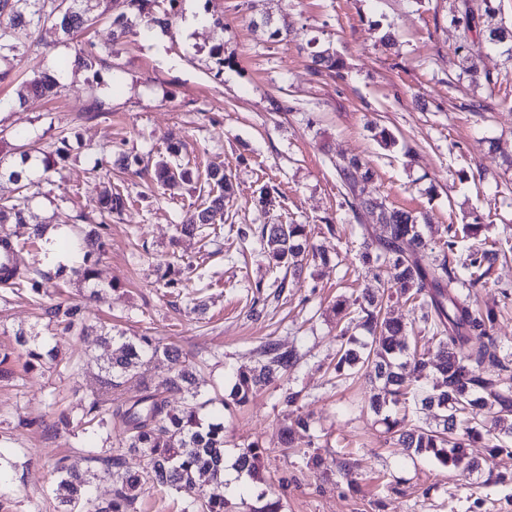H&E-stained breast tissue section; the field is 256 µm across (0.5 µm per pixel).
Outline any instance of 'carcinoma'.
<instances>
[{
    "instance_id": "cac0c4a2",
    "label": "carcinoma",
    "mask_w": 512,
    "mask_h": 512,
    "mask_svg": "<svg viewBox=\"0 0 512 512\" xmlns=\"http://www.w3.org/2000/svg\"><path fill=\"white\" fill-rule=\"evenodd\" d=\"M495 0H460L457 15L451 23L462 28L456 53L461 69L474 83H484L494 91L498 78L479 72L469 57V43L480 40L490 46L512 45V24L493 22ZM178 0H118L119 10L112 14V42L117 43L133 31L136 22L146 27L167 28L176 17ZM97 22L91 0H0V62L8 63L10 54L34 42L36 31L50 27L65 40H74L87 33ZM314 72L329 76L340 75L343 61L329 50L313 55ZM28 92L49 99L59 97L63 85L49 74H36L26 83ZM9 134L0 128V175L18 184L17 196L0 199V224L25 223V211L47 180L67 156V140L59 146L33 156L28 151L10 146ZM183 144L172 141L167 155L154 164V178L165 187H174L189 180L190 172L171 162L181 154ZM336 178L343 188L344 203L359 224L363 242L357 253V276H372L378 291L365 289L362 295L336 299V315L343 318L355 314L367 331L368 340L337 337L336 378L348 375L357 366L371 369V375L381 383L370 406L384 434L395 445L406 448L419 457L434 459L441 467L455 471L461 466L474 467L468 448L478 441L486 442L493 452L507 450L504 439L512 440V386L498 379L487 378L480 368L493 364L507 369L497 351L491 332L497 322L492 310L482 311L471 300L473 289L486 283L490 270L499 257L495 245L471 248L463 258L456 257L458 234L475 238L479 224H463L461 231L448 226V239L438 248L431 247L421 231L419 215L412 211L390 207L383 200L365 196L361 183L372 179L368 163L357 157L340 156L332 161ZM209 187L206 206L195 209L178 225L179 232L192 235L213 222L224 211V201L233 192V185L224 169H207ZM276 190L260 188L256 205L268 211L275 207ZM129 195L118 188L106 186L101 200L103 221L98 228L84 232L86 248L83 264L72 270L82 283L98 288L103 284L94 255L104 249L103 233L106 220L125 209ZM370 218L382 226V233L365 224ZM244 240L257 239L273 267L286 272L298 269L307 258L326 261L327 257L312 243L306 224H259L239 230ZM0 285L26 288L35 295L45 294L43 280L15 263L0 264ZM398 286L399 295L407 301L419 302L420 320L436 342V351L418 347L417 337L400 321L387 316L385 302L392 297L390 290ZM48 322L74 332L79 337L96 333L106 347H114L103 367L101 393L88 401L83 418L87 423L108 426L113 419L120 426L118 447L133 452L146 461L141 472L124 468V454L103 459L93 455L91 460H103L112 478V499L100 501L93 496L90 477L64 464L55 463L59 474L56 494L64 512H134L145 487L172 489L187 495L180 512H227L228 500L221 495L206 499L194 496L197 480L202 477L224 484V416L206 415L203 410L215 399L199 400L194 389L193 366L182 361L181 351L174 345H162L152 336L133 339L114 336L112 330L96 328L86 323L82 306L75 302H53L44 308ZM18 342L26 346L25 369L44 364L52 356L37 343H29L24 332L17 333ZM480 340L474 345V340ZM260 367L240 371L234 377L232 402L246 404L250 397L284 376L298 362L293 349H284L268 339L259 348ZM175 361L180 368L161 380H155L149 365L158 356ZM139 382L140 394L133 399L112 401V393L129 379ZM419 383L412 396L401 390L405 379ZM184 392L189 403L180 409L171 406L169 394ZM413 402L415 412L435 410L436 424L419 425L405 411ZM110 418H105V415ZM261 448L248 443L240 448L235 464L241 470L253 472L260 460Z\"/></svg>"
}]
</instances>
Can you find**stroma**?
<instances>
[{"mask_svg":"<svg viewBox=\"0 0 512 512\" xmlns=\"http://www.w3.org/2000/svg\"><path fill=\"white\" fill-rule=\"evenodd\" d=\"M458 0H179L171 29L137 25L112 42L110 0H101L97 25L85 36L112 57L90 69L70 67L72 45L50 28L13 60L16 79L0 84V127L28 150L53 148L68 138V157L42 183L26 225H7L26 239L33 224L64 225L68 238L89 224L105 223L106 251L99 268L105 288L65 274L63 298L81 301L91 320L130 336L149 334L175 344L197 364L203 396H228L236 372L252 368L265 338L296 349L300 362L243 406L224 412L227 455L257 442L263 481L238 487L204 486L230 503L281 498L283 512H512V456L475 445L477 469L448 471L412 457L380 432L369 409L368 370L336 379V334L365 338L356 323L337 321L339 295L374 287L356 278L362 241L343 202L331 157L367 161L370 196L388 206L425 214L427 239L439 243L451 224L481 225V238L512 246V59L502 48L477 42L470 56L501 77L495 95L462 76L451 23ZM202 23L186 29L188 14ZM288 21L293 39L281 42L255 21ZM396 43L384 47L385 32ZM223 45L224 60L210 50ZM331 49L345 64L341 77L313 74L312 51ZM65 85L54 101L25 94L32 72ZM105 110L89 116L92 99ZM487 112H471L473 100ZM387 128L400 146L382 150L370 125ZM184 148L181 164L231 173L232 203L202 235L177 236L175 226L207 196L192 179L169 193L150 178L118 167L122 156L153 157L171 139ZM111 172L131 201L121 215L102 221L100 177ZM275 185L281 206L270 212L254 200L263 183ZM307 224L315 242L339 262L308 263L283 293L272 291L279 273L259 242L242 241L249 224ZM336 232H328V225ZM179 279L176 289L162 276ZM268 284L264 303L251 304L255 282ZM480 307L498 312L493 337L512 353V258L497 261ZM46 299L0 286V347L11 353L14 375L0 378V512H59L52 460L66 457L97 477L93 492L111 498L114 487L91 461L94 448H116L117 424L94 432L80 423L83 406L100 391L109 352L94 337L79 338L41 317ZM39 334L58 352L57 365L24 370L16 331ZM300 392L286 407L288 390ZM75 419L70 432L54 433L60 411ZM309 417L308 432L282 445L287 414Z\"/></svg>","mask_w":512,"mask_h":512,"instance_id":"obj_1","label":"stroma"}]
</instances>
